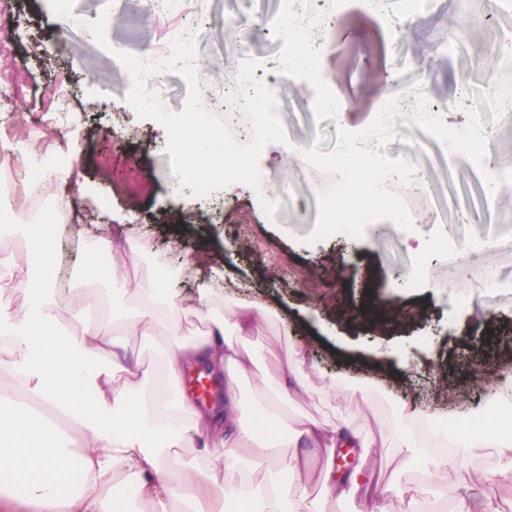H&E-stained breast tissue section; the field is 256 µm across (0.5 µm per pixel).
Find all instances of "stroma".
Wrapping results in <instances>:
<instances>
[{
	"label": "stroma",
	"instance_id": "obj_1",
	"mask_svg": "<svg viewBox=\"0 0 512 512\" xmlns=\"http://www.w3.org/2000/svg\"><path fill=\"white\" fill-rule=\"evenodd\" d=\"M390 2L389 13L379 16L348 0L338 22L310 32L314 41L327 43L322 71L347 120L313 111L314 89L301 77L275 72V42L252 49L263 79L283 86L279 117L286 139L267 143L258 161L262 181L279 201L269 215L242 183L206 196L179 189L165 151L167 132L138 118L127 100L133 80L112 52L160 61L170 31H192L200 90L220 116L235 93L233 76L250 32L259 26L277 30L280 0H250L237 10L230 0H185L176 12L168 0L149 7L129 0L125 8L112 0H68L69 9L86 20L107 13L104 46L90 32L71 30L52 0H12L11 10L0 14V36L19 35L22 91L16 99H0V206L12 208L18 222L31 223V209L19 207L6 188L23 180L30 160L55 156L67 163L71 221L45 227L53 237L51 266L68 287H92L106 302L105 314L122 315L132 298L115 294L113 281L85 282L81 232L111 223L116 214L127 220L141 258L116 263L113 280L143 287L155 266L202 253L208 268L245 284L250 299L286 314L292 337L280 336L271 322L247 342L257 367L242 388L255 408L267 409L264 382L278 376L277 357L292 338L307 351L311 397L300 408L320 419L385 433L426 404L422 388L432 379L461 395L443 399L448 415L462 407L483 412L485 395L472 368L488 377L499 365L512 364V177L487 196L478 187L483 174L505 166L512 153V114L475 111L460 93L458 71L462 55L477 57L512 32V12L499 11L497 0H433L414 14L401 9V0ZM465 14L473 15L474 32L463 48L449 49L451 21ZM399 83L406 95L434 106L440 128L464 127L478 136L482 166L472 168L446 139L405 123L383 145L362 143L364 155L385 151L391 169L412 161L439 188L404 198L416 223H397L391 210L376 209L350 242L319 219L318 193L340 172L318 160L337 155ZM46 108L65 113V120L41 130L23 125L24 113ZM476 242L481 265L508 280V288L487 293L478 286L477 269L459 261V253ZM350 455L349 470L360 485L385 490L387 512H452L463 491L471 512H512V474L500 472L494 449H470L440 478L406 466L388 439ZM322 466L312 458L303 474L314 512H360V496L327 497Z\"/></svg>",
	"mask_w": 512,
	"mask_h": 512
}]
</instances>
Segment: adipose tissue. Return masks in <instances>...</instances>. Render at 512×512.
Segmentation results:
<instances>
[{
	"instance_id": "adipose-tissue-1",
	"label": "adipose tissue",
	"mask_w": 512,
	"mask_h": 512,
	"mask_svg": "<svg viewBox=\"0 0 512 512\" xmlns=\"http://www.w3.org/2000/svg\"><path fill=\"white\" fill-rule=\"evenodd\" d=\"M0 224L28 246L25 261L0 257V279L23 289L21 305L0 300V337L13 356L16 397L0 395V494L44 512H130L120 488L133 485L137 499L170 512L188 504L195 512H288L289 498L306 499L307 486L287 487L278 477L297 476L309 460L302 447L319 449L326 465L320 479L328 496L344 499L359 489L356 475L337 478L331 463L340 448H373L377 438L346 423L325 424L307 416L278 427L273 413L252 412L243 381L256 367L245 346L272 315L255 300L219 306L222 292L199 289L184 301L166 277L138 289L135 305L114 322L86 318L59 333L62 310L94 308V293H63L53 282L33 287L36 271L49 258L31 225L14 222L0 209ZM202 329L185 335L187 315ZM138 336L159 348L163 392L147 391L135 360L120 352ZM206 367L224 380L223 403L209 408L180 388L186 372ZM305 348L292 343L281 360L280 377L269 388L274 406L287 405L291 386H303ZM439 410L410 417L395 436L431 476L448 472L450 458L470 448H496L512 471V418L496 417L477 427L470 417L452 429L440 426ZM197 448L193 461L180 451ZM273 462L276 474L255 481L251 465Z\"/></svg>"
}]
</instances>
